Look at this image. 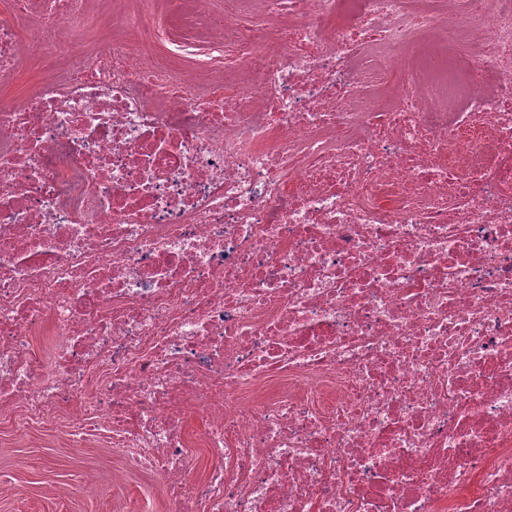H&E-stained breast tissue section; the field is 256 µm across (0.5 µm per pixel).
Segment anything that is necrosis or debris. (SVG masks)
<instances>
[{
    "mask_svg": "<svg viewBox=\"0 0 512 512\" xmlns=\"http://www.w3.org/2000/svg\"><path fill=\"white\" fill-rule=\"evenodd\" d=\"M13 6L0 418L168 512H512V0Z\"/></svg>",
    "mask_w": 512,
    "mask_h": 512,
    "instance_id": "1",
    "label": "necrosis or debris"
}]
</instances>
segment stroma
Returning a JSON list of instances; mask_svg holds the SVG:
<instances>
[{
	"label": "stroma",
	"instance_id": "35a3bbf8",
	"mask_svg": "<svg viewBox=\"0 0 512 512\" xmlns=\"http://www.w3.org/2000/svg\"><path fill=\"white\" fill-rule=\"evenodd\" d=\"M81 470L97 475L100 496L72 492ZM134 500L142 512H166L160 487L120 452L72 448L37 432L19 436L0 424V512H130Z\"/></svg>",
	"mask_w": 512,
	"mask_h": 512
}]
</instances>
